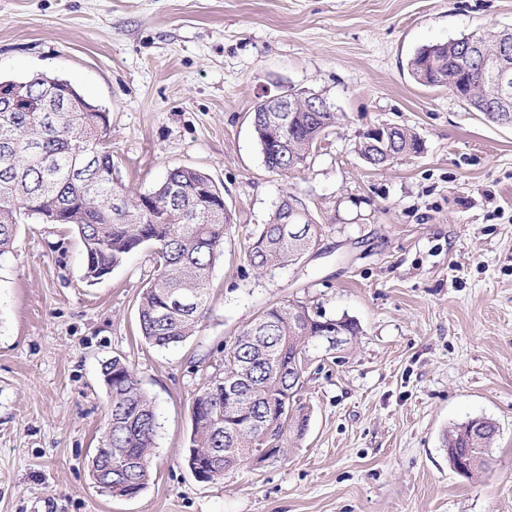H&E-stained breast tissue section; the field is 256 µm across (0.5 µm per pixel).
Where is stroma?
Listing matches in <instances>:
<instances>
[{"instance_id":"obj_1","label":"stroma","mask_w":512,"mask_h":512,"mask_svg":"<svg viewBox=\"0 0 512 512\" xmlns=\"http://www.w3.org/2000/svg\"><path fill=\"white\" fill-rule=\"evenodd\" d=\"M504 27L512 0H0V80H70L106 108L130 195L189 165L234 221L198 332L167 349L138 333L152 248L91 285L75 233L21 225L0 261V512H512V127L407 68L424 45ZM288 88L323 94L336 120L308 168L279 175L251 115ZM385 124L422 153L368 166L358 144ZM289 192L324 225L323 253L258 276L247 247ZM286 301L358 334L314 352L308 430L286 458L198 481L192 402L225 345ZM114 356L158 418L132 499L90 468ZM474 417L500 432L491 471L465 479L443 438Z\"/></svg>"}]
</instances>
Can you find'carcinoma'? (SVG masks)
<instances>
[{
  "label": "carcinoma",
  "instance_id": "1",
  "mask_svg": "<svg viewBox=\"0 0 512 512\" xmlns=\"http://www.w3.org/2000/svg\"><path fill=\"white\" fill-rule=\"evenodd\" d=\"M480 50L470 58L476 93L467 104L490 122L486 97L496 92L494 77L484 57L512 63V36L504 31L471 33L419 48L408 68L415 82L426 73L429 84L451 87L450 76L465 42ZM30 93L25 112H10L0 101V259L11 253L19 225L62 224L72 227L83 246L84 279L93 284L122 265L144 246L153 249L155 274L138 302L139 330L144 341L166 348L185 342L198 329L208 302L212 269L224 252V239L232 228L225 207L214 209L209 199L222 189L210 175L191 166L170 169L151 192L158 208L142 211L112 178V150L107 135L106 112L86 111L89 101L65 79L35 74L25 80ZM335 121V113L297 123L291 131V149L300 160L272 154L266 168L286 174L306 167L317 145ZM395 155L422 150L418 136L396 127L390 134ZM298 198L284 195L267 224L247 249L249 265L260 273L294 265L311 239H320L324 227L313 221L308 209L291 212ZM286 224L301 231L288 237ZM330 325L352 339L357 323L348 318L326 319L299 301L265 308L230 344L224 346V375H214L191 406L189 447L194 461L210 470L213 461L236 467L246 461L244 452L261 444L277 449L276 458L288 453L290 443L308 429L309 414L295 388L312 360L311 351L322 345ZM241 381V396L234 406L224 398L226 375ZM109 418L101 447L91 459L93 477L123 460L138 462L129 475L133 491L150 480V449L157 430L154 405L133 371L119 358L103 363ZM499 433L492 420L475 418L452 429L445 438L448 462L454 469L471 453L478 470L490 468L491 448Z\"/></svg>",
  "mask_w": 512,
  "mask_h": 512
}]
</instances>
